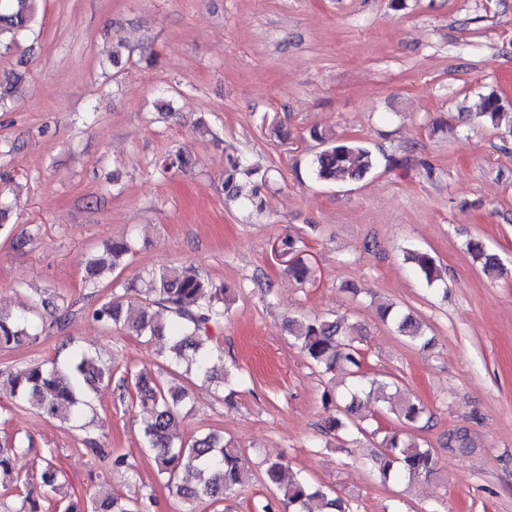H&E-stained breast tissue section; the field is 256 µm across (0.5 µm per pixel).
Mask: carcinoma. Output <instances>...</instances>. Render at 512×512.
Returning a JSON list of instances; mask_svg holds the SVG:
<instances>
[{
  "label": "carcinoma",
  "mask_w": 512,
  "mask_h": 512,
  "mask_svg": "<svg viewBox=\"0 0 512 512\" xmlns=\"http://www.w3.org/2000/svg\"><path fill=\"white\" fill-rule=\"evenodd\" d=\"M36 0H0V56L10 53L16 46L17 37L33 29L36 19ZM502 100L491 92L483 99L478 117L495 126L502 113ZM310 137L323 145L308 164V172L317 182L350 185L365 177L376 165L372 151L357 139H339L327 136L316 129ZM194 165L188 151L178 149L162 155L155 162V169L164 178L187 172ZM265 176L249 167L238 157L224 162V199L227 202H243L255 210L263 206L260 183ZM473 258L481 262L484 272L492 274L498 268L496 257L487 253L478 242L468 244ZM131 251L127 240L114 241L105 252L87 261L85 286L100 287V275L107 269L119 266ZM408 260L418 276L430 286L438 280L439 273L434 257L427 251L412 250ZM230 288L203 276L191 265H166L153 270L140 289L142 306L137 316L124 315L123 301L113 296L93 310V317L105 327H121L129 334L148 341L165 339L169 342L164 364L178 368L186 363L195 374L205 380L214 379L209 368L211 325L228 315L227 299ZM164 306L172 314L169 323L155 320L150 306ZM386 307L383 317H392L396 331L415 345H427L422 324L409 314L390 315ZM36 307L24 306L16 313L0 312V348L33 344L41 336L34 320ZM288 331L307 359L326 372L336 369L340 363L351 368L356 377L351 404L345 412H353L358 393L364 391V383L370 384L369 392L387 404L389 411L407 424L418 422L425 412L419 402L393 403L386 392L388 383L367 379L364 372L365 356L361 348L364 336L358 323L346 316L299 317L288 320ZM114 371L97 358L81 351L70 354L67 363L57 362L29 365L7 378L9 396L15 403L28 406L48 418L75 421L81 417V407L88 405L85 394L103 381L112 383ZM116 388L119 396L135 397L146 414L143 437L154 451L158 474L169 491L189 503L185 512H196L194 503L216 504L237 492L248 474V465L237 448L216 435L208 434L185 440L177 432L180 423L179 406L186 398L184 390H167L154 378L128 371L119 377ZM384 451L371 457L373 467L383 479L397 473L400 479L413 481L428 478L436 471V460L429 448L419 446L414 440L404 439L394 433L384 439ZM16 449L0 446V478L22 484L14 473ZM181 469L195 472L197 483L191 486L179 482ZM288 463L281 459L267 463L265 470L269 483L282 494L285 507L290 512H307L308 504L316 501L319 512H348L344 503L330 495L322 487L306 479L287 475ZM57 470L53 460L42 458L41 478L44 485L57 490ZM56 512H148V506L132 507L109 493L91 500L60 497Z\"/></svg>",
  "instance_id": "obj_1"
}]
</instances>
